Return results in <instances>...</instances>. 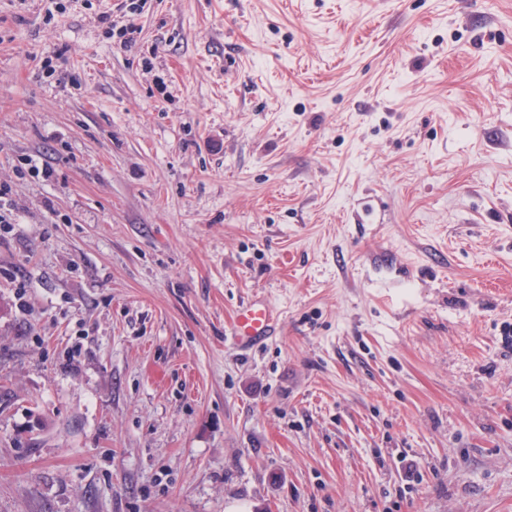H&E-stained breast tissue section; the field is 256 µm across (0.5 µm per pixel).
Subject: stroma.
<instances>
[{
    "label": "stroma",
    "mask_w": 512,
    "mask_h": 512,
    "mask_svg": "<svg viewBox=\"0 0 512 512\" xmlns=\"http://www.w3.org/2000/svg\"><path fill=\"white\" fill-rule=\"evenodd\" d=\"M106 14L0 0V512H512V0ZM142 4L143 2L140 0H130L129 3H126L124 5V7L126 8V12L123 16H127L129 18L125 21H121L120 25H118L119 23L112 22V20H110V15L105 16V19L109 20V29L112 33V36L116 35L119 38L120 45L131 46L133 43L136 42V35L139 33V29L134 23L132 17L136 14H139L140 11L144 8ZM278 318L276 308L267 299H248L236 311L231 340L241 349L261 344L274 335Z\"/></svg>",
    "instance_id": "stroma-1"
}]
</instances>
